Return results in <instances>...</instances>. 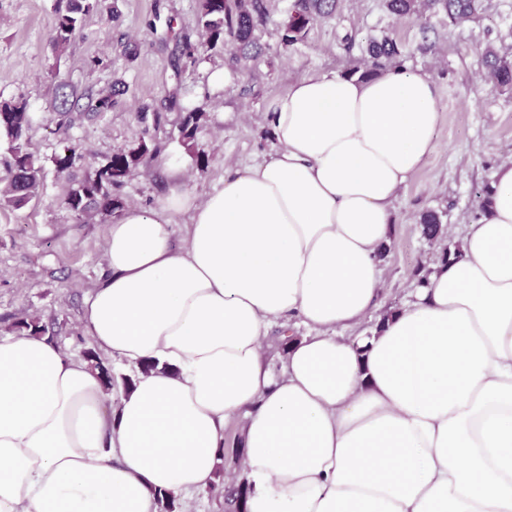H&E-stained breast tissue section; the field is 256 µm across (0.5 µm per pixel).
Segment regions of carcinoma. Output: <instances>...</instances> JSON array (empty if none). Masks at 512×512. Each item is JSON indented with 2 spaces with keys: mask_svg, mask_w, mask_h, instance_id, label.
<instances>
[{
  "mask_svg": "<svg viewBox=\"0 0 512 512\" xmlns=\"http://www.w3.org/2000/svg\"><path fill=\"white\" fill-rule=\"evenodd\" d=\"M431 4L445 12L450 24L457 25L475 15L482 7V0H431ZM98 6V0H66L65 8L56 10L52 36L54 47L59 51L65 50L81 32L86 17L96 12ZM417 7L418 0H387L388 11L396 17L413 14ZM335 11L336 0H294L291 9L279 23L282 44L290 46L303 40L314 21L329 17ZM265 16V0H197L196 23L200 42H184V54L192 58L200 52L222 49L230 43L235 53L247 56L256 49L254 27ZM366 52L371 62V73L387 69L402 54L401 44L389 35L371 40ZM486 63L494 86L512 88V59L489 51L486 53ZM64 88L65 85H59L61 92L55 97L51 112L54 113L55 133L64 142L62 151L54 157L53 163L57 174L65 180V201L81 218L120 211L124 208V202L118 191L134 171L161 153L162 146L142 136L129 147L112 153L98 165L90 166L82 175H77L75 169L84 161L86 152L69 134L75 122L78 103L70 100ZM123 94L124 89L114 85L95 96L89 95L86 110L110 112ZM205 119L206 112L194 107L179 111L177 120L180 142L199 170L207 168L209 163L208 155L195 145L197 130ZM31 124L32 117L26 100L0 103V140L7 143L3 164L9 173L6 184L0 187V204L16 209L36 198L43 187L44 167L27 148ZM420 224L422 234L427 239L442 237L443 227L435 212H424ZM13 328L15 332L28 336L40 337L45 333V327L35 316L18 319ZM85 361L99 371L106 392H112V369L93 350L85 352ZM248 492L249 487L241 483L224 500L230 503L233 512H246ZM155 497L159 512H180L181 502L172 492L158 490Z\"/></svg>",
  "mask_w": 512,
  "mask_h": 512,
  "instance_id": "cac0c4a2",
  "label": "carcinoma"
}]
</instances>
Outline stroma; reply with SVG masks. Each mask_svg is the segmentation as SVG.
Segmentation results:
<instances>
[{
    "mask_svg": "<svg viewBox=\"0 0 512 512\" xmlns=\"http://www.w3.org/2000/svg\"><path fill=\"white\" fill-rule=\"evenodd\" d=\"M65 2L0 0V100H27L33 116L29 149L46 175L39 199L19 209L0 205V336L12 335L19 317L34 315L46 328L45 340L66 355L80 359L95 347L83 311L108 274L113 219H80L63 201L52 163L61 146L48 111L56 82L81 99L125 85L112 111L82 112L71 135L98 161L145 131L160 141L161 154L120 190L125 205L151 214L173 186L170 169H181L182 189L204 199L225 173L246 172L276 149L272 104L294 81L319 72L365 71L368 40L395 37L403 47V68L428 75L436 90L435 148L394 202L376 305L359 323L337 329L345 339L372 334L383 314L409 300L420 273L438 263L447 244L460 243L474 221L475 190L491 182L499 163L512 159V91L487 82L483 57L489 47L512 54V0H483L482 9L459 25L435 8L397 18L385 0H338L335 16L317 20L302 41L288 47L280 43L279 24L293 0H268V15L253 32L263 48L258 60L208 52L194 62L182 56L181 42L200 40L195 0H100L98 11L59 54L51 35L55 8ZM94 57L102 58L101 66L89 67ZM216 70L224 71V85L210 84ZM182 106L206 112L195 139L209 156L202 172L174 126ZM144 107L160 111L159 128L139 123ZM429 210L441 219L443 239L421 232L420 216Z\"/></svg>",
    "mask_w": 512,
    "mask_h": 512,
    "instance_id": "35a3bbf8",
    "label": "stroma"
}]
</instances>
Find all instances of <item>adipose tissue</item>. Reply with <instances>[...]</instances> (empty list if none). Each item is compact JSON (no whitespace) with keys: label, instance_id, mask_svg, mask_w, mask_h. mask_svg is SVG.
Returning a JSON list of instances; mask_svg holds the SVG:
<instances>
[{"label":"adipose tissue","instance_id":"1","mask_svg":"<svg viewBox=\"0 0 512 512\" xmlns=\"http://www.w3.org/2000/svg\"><path fill=\"white\" fill-rule=\"evenodd\" d=\"M438 119L425 75L305 76L274 101L269 159L161 216L121 210L84 320L99 350L160 368L110 414L86 362L0 336V512H158L156 491L213 484L237 415L247 512H512V161L460 258L380 333L336 334L375 305ZM294 316L310 332L275 380L261 342Z\"/></svg>","mask_w":512,"mask_h":512}]
</instances>
